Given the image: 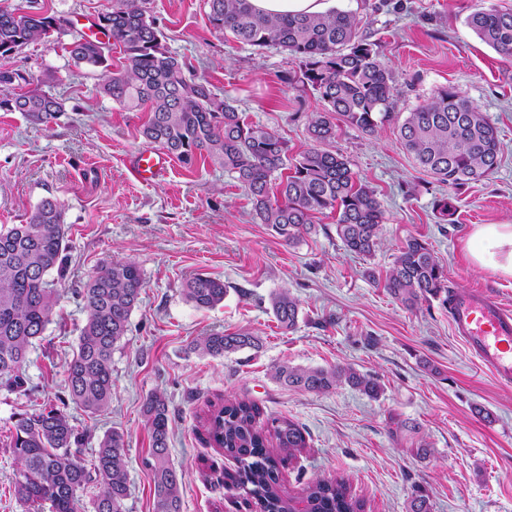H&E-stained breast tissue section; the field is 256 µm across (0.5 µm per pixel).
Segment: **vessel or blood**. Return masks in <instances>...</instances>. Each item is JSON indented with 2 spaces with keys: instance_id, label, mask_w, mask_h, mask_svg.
I'll use <instances>...</instances> for the list:
<instances>
[{
  "instance_id": "b4317fda",
  "label": "vessel or blood",
  "mask_w": 512,
  "mask_h": 512,
  "mask_svg": "<svg viewBox=\"0 0 512 512\" xmlns=\"http://www.w3.org/2000/svg\"><path fill=\"white\" fill-rule=\"evenodd\" d=\"M168 164L159 151L145 149L133 160V172L141 181L161 177ZM448 316L454 335L468 354L497 381L512 384V311L495 298L479 291L450 295Z\"/></svg>"
}]
</instances>
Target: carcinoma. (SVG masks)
I'll use <instances>...</instances> for the list:
<instances>
[{"label":"carcinoma","instance_id":"cac0c4a2","mask_svg":"<svg viewBox=\"0 0 512 512\" xmlns=\"http://www.w3.org/2000/svg\"><path fill=\"white\" fill-rule=\"evenodd\" d=\"M209 21L230 31L246 45L277 47L299 62L300 81L317 90L326 108L311 115L312 145L288 157L281 137L248 122L228 99L210 86L186 76V63L162 44L163 33L147 15L145 0H112L99 13L96 27L108 41L82 34L68 44L70 58L103 68L99 92L127 109L146 108L145 140L189 164L205 156L231 173L250 194L255 218L286 245L315 229L314 215L336 213V234L352 253L369 256L378 246L384 213L376 192L359 181L343 155L327 149L336 138V120L372 135L398 118L394 112L391 71L378 60L375 44L359 32L351 11L332 8L319 15L269 16L251 0H207ZM467 27L502 58L512 60V9L490 7L471 12ZM68 22L54 14L0 7V57L56 32ZM123 47L126 64L108 71L106 52ZM26 81L18 70L0 68V111L20 112L39 124H50L62 103L39 87L20 93ZM416 169L450 188L478 182L498 166L500 142L495 127L452 87L438 90L408 112L398 126ZM66 250L63 205L43 199L23 224L0 228V384L13 390L27 385L22 366L34 341L42 338L58 301L53 271H62ZM144 287L140 267L132 260L101 264L84 283L87 319L68 366L70 400L95 414L112 400V353L126 335ZM384 288L403 305L422 300L448 305V277L423 240L411 237L399 248ZM224 282L198 274L186 281L185 298L202 309L224 300ZM273 314L284 330L296 327L299 307L288 290L272 297ZM194 349L217 358L258 347L247 332L211 333ZM286 387L328 392L341 383L376 397L380 385L351 367L275 368ZM143 412L152 436L155 512H181L180 481L169 459V417L163 395L146 396ZM206 441L237 462L225 478L244 494L257 512H362L345 482L317 478L298 496L281 490L282 469L306 447L304 429L287 418H263L260 406L245 397L226 398L203 417ZM83 434L63 410L52 407L19 415L10 448L18 470L16 497L40 512H80L78 492L97 482L101 491L93 512H124L128 496L127 454L123 436L107 433L99 442L92 467L80 458Z\"/></svg>","mask_w":512,"mask_h":512}]
</instances>
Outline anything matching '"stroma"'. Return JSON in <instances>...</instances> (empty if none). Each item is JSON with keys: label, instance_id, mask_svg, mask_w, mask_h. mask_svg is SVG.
Wrapping results in <instances>:
<instances>
[{"label": "stroma", "instance_id": "stroma-1", "mask_svg": "<svg viewBox=\"0 0 512 512\" xmlns=\"http://www.w3.org/2000/svg\"><path fill=\"white\" fill-rule=\"evenodd\" d=\"M35 11L90 23L110 0H18ZM356 13L394 77L398 112L453 87L496 127L501 163L488 179L448 190L418 171L396 122L368 135L338 125L333 150L372 187L386 220L369 256L345 250L334 215L287 246L257 223L250 196L211 160L171 159L162 178L138 181L130 163L147 149L146 114L98 93L102 71L75 65L69 35L30 42L0 67L23 72L54 94L64 111L52 126L0 111V226L25 223L46 197L65 209L68 249L59 300L22 371L27 391L0 386V512H27L13 492L17 462L9 446L17 413L62 403L84 432L92 462L104 434L123 433L130 492L125 512H154L151 431L145 397L168 404L169 456L183 477L182 512H248L241 492L220 482L237 463L210 447L200 427L207 404L246 397L264 415L292 419L307 446L282 476L296 494L316 477L338 478L363 512H410L425 496L430 512H512V385L476 364L435 300L407 308L384 279L399 246L425 240L454 292L482 290L512 309V278L477 266L466 241L476 225L512 223V61L465 24L468 14L512 0H334ZM163 43L188 75L229 99L248 121L275 130L295 156L308 149V119L324 103L302 85L299 63L274 47L239 43L215 30L207 0H146ZM452 196V223L435 200ZM122 258L140 267L144 288L129 331L112 354V400L87 415L68 403L67 367L87 311L80 291L98 266ZM223 280L227 293L199 309L182 292L187 279ZM299 303L295 329L280 328L270 298L280 289ZM249 332L258 349L212 358L194 351L202 336ZM349 366L377 379L378 397L342 384L324 394L281 385L276 365Z\"/></svg>", "mask_w": 512, "mask_h": 512}]
</instances>
